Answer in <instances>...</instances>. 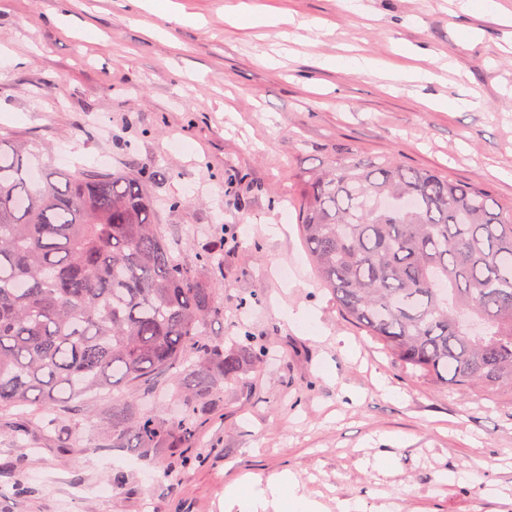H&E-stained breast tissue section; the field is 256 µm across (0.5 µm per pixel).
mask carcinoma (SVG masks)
<instances>
[{"mask_svg":"<svg viewBox=\"0 0 512 512\" xmlns=\"http://www.w3.org/2000/svg\"><path fill=\"white\" fill-rule=\"evenodd\" d=\"M40 151L0 138V410L130 387L112 401L114 448H186L224 387L272 355L212 333L214 254L188 261L156 224L146 181L84 170L55 179ZM303 243L349 320L435 385L512 395V211L479 180L341 157L303 174ZM164 372L175 415L131 387Z\"/></svg>","mask_w":512,"mask_h":512,"instance_id":"cac0c4a2","label":"carcinoma"}]
</instances>
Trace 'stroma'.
<instances>
[{
    "label": "stroma",
    "instance_id": "35a3bbf8",
    "mask_svg": "<svg viewBox=\"0 0 512 512\" xmlns=\"http://www.w3.org/2000/svg\"><path fill=\"white\" fill-rule=\"evenodd\" d=\"M174 2L184 23L134 0H0V136L37 146L49 169L149 176L186 258L234 227L210 269L214 330L278 355L225 389L198 463L163 484L167 452L100 447L111 395L60 405L49 430L1 411L0 512H224L226 487L285 472L322 512H512V397L433 386L381 352L322 286L296 204L300 173L394 155L482 179L512 210V21L460 0H360L357 13L259 0L287 15L285 42L276 27L232 26L233 0ZM400 44L414 66L445 55L455 68L426 84L344 62L399 66ZM453 100L463 108H433ZM290 308L309 320L290 322Z\"/></svg>",
    "mask_w": 512,
    "mask_h": 512
}]
</instances>
